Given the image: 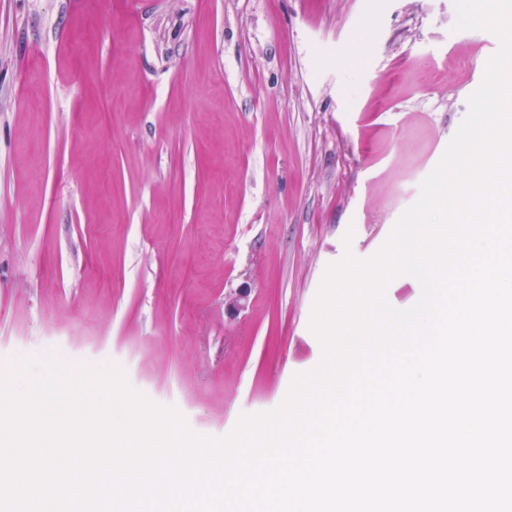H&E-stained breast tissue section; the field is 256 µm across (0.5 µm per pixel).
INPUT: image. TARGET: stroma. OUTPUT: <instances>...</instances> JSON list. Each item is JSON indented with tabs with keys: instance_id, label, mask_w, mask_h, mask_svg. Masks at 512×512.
Listing matches in <instances>:
<instances>
[{
	"instance_id": "stroma-1",
	"label": "stroma",
	"mask_w": 512,
	"mask_h": 512,
	"mask_svg": "<svg viewBox=\"0 0 512 512\" xmlns=\"http://www.w3.org/2000/svg\"><path fill=\"white\" fill-rule=\"evenodd\" d=\"M453 0H0V363L121 366L222 439L316 367L499 42ZM248 289L230 315L227 298Z\"/></svg>"
}]
</instances>
